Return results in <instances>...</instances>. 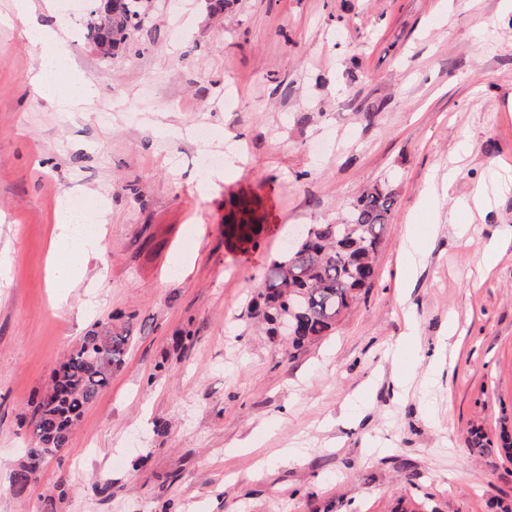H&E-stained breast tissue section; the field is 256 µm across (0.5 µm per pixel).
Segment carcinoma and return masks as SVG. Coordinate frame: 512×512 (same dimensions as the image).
Masks as SVG:
<instances>
[{"instance_id": "obj_1", "label": "carcinoma", "mask_w": 512, "mask_h": 512, "mask_svg": "<svg viewBox=\"0 0 512 512\" xmlns=\"http://www.w3.org/2000/svg\"><path fill=\"white\" fill-rule=\"evenodd\" d=\"M144 0H112L107 12L85 13V38L109 55L134 31L150 28L141 17ZM394 193L385 183L367 187L338 224H312L268 266L248 313L275 336L284 320L296 325L298 349L330 335L376 280L377 256L393 224ZM129 336L88 332L53 372L51 385L33 400L26 423L35 445L11 473L9 490L24 496L39 473L38 456H59L74 427L124 364Z\"/></svg>"}]
</instances>
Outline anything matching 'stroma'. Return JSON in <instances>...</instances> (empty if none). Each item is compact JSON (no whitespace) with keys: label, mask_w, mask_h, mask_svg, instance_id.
Segmentation results:
<instances>
[{"label":"stroma","mask_w":512,"mask_h":512,"mask_svg":"<svg viewBox=\"0 0 512 512\" xmlns=\"http://www.w3.org/2000/svg\"><path fill=\"white\" fill-rule=\"evenodd\" d=\"M33 2L97 97L38 95L25 21L0 0V512H38L62 486L56 512H512L497 446L512 435V9L154 0L153 35L104 58L60 0ZM200 125L239 155L200 167ZM383 181L395 223L366 297L300 350L255 332L248 302L291 229L340 222ZM64 192L108 222L62 292L48 250ZM240 192L265 227L248 250L224 234ZM429 229L412 259L406 235ZM103 325L130 338L123 367L15 497L33 399ZM409 333L404 386L388 350Z\"/></svg>","instance_id":"35a3bbf8"}]
</instances>
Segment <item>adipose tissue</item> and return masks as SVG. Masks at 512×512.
<instances>
[{
    "instance_id": "ef3b65f1",
    "label": "adipose tissue",
    "mask_w": 512,
    "mask_h": 512,
    "mask_svg": "<svg viewBox=\"0 0 512 512\" xmlns=\"http://www.w3.org/2000/svg\"><path fill=\"white\" fill-rule=\"evenodd\" d=\"M25 35L38 50L37 66L31 82L41 95L54 98L68 90L83 105H90L95 95L94 87L72 71L69 65L70 48L65 37L58 30L36 22L29 25ZM71 220V201L65 196L57 210L56 233L50 249L52 284L57 288L74 287L83 276V258L104 248L101 226L108 221L106 212L97 215L98 229L83 237L75 235Z\"/></svg>"
}]
</instances>
